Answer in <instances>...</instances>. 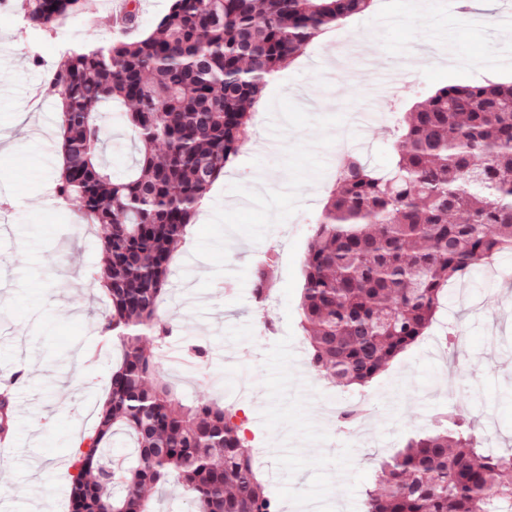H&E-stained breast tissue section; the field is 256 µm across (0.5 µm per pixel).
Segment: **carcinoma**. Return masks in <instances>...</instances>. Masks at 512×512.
I'll return each instance as SVG.
<instances>
[{
	"label": "carcinoma",
	"mask_w": 512,
	"mask_h": 512,
	"mask_svg": "<svg viewBox=\"0 0 512 512\" xmlns=\"http://www.w3.org/2000/svg\"><path fill=\"white\" fill-rule=\"evenodd\" d=\"M373 0H171L154 31L66 50L59 98L65 166L55 194L104 228L96 271L120 351L94 432L75 453L69 512H152L177 485L194 512H273L227 410L184 401L162 379L172 327L160 315L170 265L213 184L250 140L268 81ZM33 30L81 0H22ZM119 105L137 141L132 172L103 157L99 114ZM393 167L351 156L304 261L300 324L314 372L361 390L425 335L448 285L512 250V82L448 85L402 120ZM133 448L128 466L112 440ZM365 512H512V449L481 448L457 412L383 459Z\"/></svg>",
	"instance_id": "carcinoma-1"
}]
</instances>
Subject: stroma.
I'll return each mask as SVG.
<instances>
[{"label": "stroma", "mask_w": 512, "mask_h": 512, "mask_svg": "<svg viewBox=\"0 0 512 512\" xmlns=\"http://www.w3.org/2000/svg\"><path fill=\"white\" fill-rule=\"evenodd\" d=\"M506 3L376 0L334 39H315L268 85L253 147L212 187L173 259L163 310L177 331L168 348L181 355L200 342L209 355L165 372L186 399L211 396L233 411L262 451L260 477L281 512H360L379 459L458 403L494 416L493 450L512 447V251L475 273L467 301L449 296L431 331L361 391L328 386L307 368L298 311L311 228L336 183L340 129L355 113H376L356 142L385 171L395 125L414 101L447 85L512 80V30L499 25ZM123 34L101 0H83L78 15L46 32L0 13V374H25L13 389L15 442L0 455V512H65L72 453L96 426L113 364L100 335L108 305L93 278L100 233L54 194L57 100L34 102L30 92L65 48ZM354 44L365 63L340 59L339 47ZM486 58L495 66L483 67ZM399 59L409 60L411 83L373 96L376 72ZM102 123L104 159L124 175L134 134L117 112ZM260 266L271 288L261 303L251 291ZM361 397L369 414L353 438L327 412Z\"/></svg>", "instance_id": "stroma-1"}]
</instances>
